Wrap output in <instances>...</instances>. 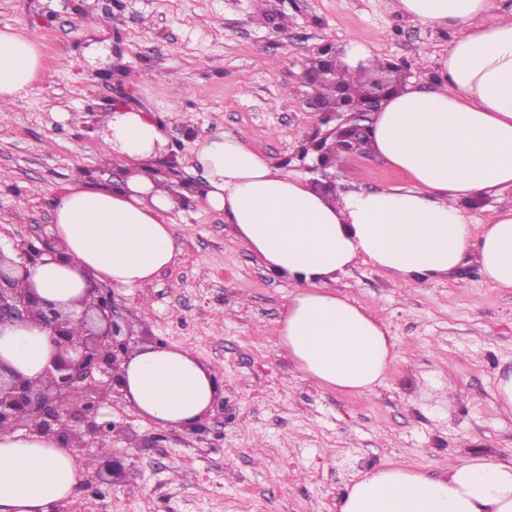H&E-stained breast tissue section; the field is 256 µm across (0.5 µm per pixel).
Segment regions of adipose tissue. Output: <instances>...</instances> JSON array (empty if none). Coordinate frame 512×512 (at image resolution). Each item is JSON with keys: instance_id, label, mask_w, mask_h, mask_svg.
Listing matches in <instances>:
<instances>
[{"instance_id": "obj_1", "label": "adipose tissue", "mask_w": 512, "mask_h": 512, "mask_svg": "<svg viewBox=\"0 0 512 512\" xmlns=\"http://www.w3.org/2000/svg\"><path fill=\"white\" fill-rule=\"evenodd\" d=\"M394 13L456 29L441 56L438 86L406 84L371 123L368 141L408 187L317 192L254 151L244 136L217 134L191 148L205 188L191 202L223 212L268 270L297 284L279 322L277 346L319 386L366 394L382 383L397 344L382 315L329 290L362 260L405 281L452 274L475 262L486 281L512 289V208L490 209L474 232L464 204L512 188V0H392ZM43 68L40 44L22 26L0 27V103L21 100ZM105 138L125 162L117 188L80 183L53 200L52 234L68 255L44 257L27 281L48 302L70 306L90 288L126 292L150 283L181 253L172 214L179 201L149 162L166 140L155 117L115 109ZM37 324H0V362L28 378L52 357ZM122 400L143 421L184 430L221 396L212 366L188 350L146 344L121 367ZM449 376L418 378L417 403L447 418ZM86 463L54 440L16 429L0 435V512H58ZM339 512H512V457L466 456L438 477L411 463L386 464L347 486Z\"/></svg>"}]
</instances>
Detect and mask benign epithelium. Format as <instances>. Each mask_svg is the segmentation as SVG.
<instances>
[{
    "instance_id": "obj_1",
    "label": "benign epithelium",
    "mask_w": 512,
    "mask_h": 512,
    "mask_svg": "<svg viewBox=\"0 0 512 512\" xmlns=\"http://www.w3.org/2000/svg\"><path fill=\"white\" fill-rule=\"evenodd\" d=\"M341 54L343 51L332 45L322 47L314 65L304 68L305 83L315 87L334 83L336 73L344 68ZM389 73L402 79L409 75V68L405 63L387 62L365 90L336 87L338 98L343 100L339 111L327 107L320 96L306 101L323 124L335 119L340 111L349 114L345 123L311 140L319 165H328L340 152L358 149L362 138L368 136V116L379 111L385 98L398 89L395 80L387 77ZM44 255L62 257L48 236L37 245L21 244L18 262L0 251V323L34 319L48 331L54 348L43 380L26 378L0 362V433L22 424L34 434L54 438L59 447L75 455L83 450L85 436L119 432L126 442L135 443L136 436L111 422L98 421V389L107 382L112 385V394L120 395V367L130 355L129 323L118 311L115 292L110 288L94 289L91 300L76 302L78 312L54 307L28 287L24 278L13 275V268L25 270ZM124 472V457L114 452L94 475L86 476L84 483L103 480L107 475L116 481Z\"/></svg>"
}]
</instances>
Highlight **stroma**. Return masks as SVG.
<instances>
[{
    "instance_id": "35a3bbf8",
    "label": "stroma",
    "mask_w": 512,
    "mask_h": 512,
    "mask_svg": "<svg viewBox=\"0 0 512 512\" xmlns=\"http://www.w3.org/2000/svg\"><path fill=\"white\" fill-rule=\"evenodd\" d=\"M389 0H0V27L23 26L41 44L40 78L19 103L0 107V250L50 234L53 199L74 177L123 179L104 143L86 137L91 115L107 122L116 100L157 117L166 137L184 125L197 138L226 133L310 184L364 192L407 186L367 148L320 168L297 150L320 127L305 100V62L351 39L402 61L431 89L456 32L390 12ZM74 113L78 122L65 120ZM176 264L131 294H117L137 333L194 353L217 372L223 411L206 429L142 423L123 401L102 419L155 447L116 436L87 439L125 452L116 485L78 489L64 512H337L361 475L401 459L435 477L468 453L512 456L495 374L512 367V290L487 283L473 263L433 280L405 282L358 262L328 286L383 312L399 356L374 392L320 387L279 355V322L297 285L269 272L222 213L192 203L175 214ZM448 367L449 420L416 405L417 376Z\"/></svg>"
}]
</instances>
